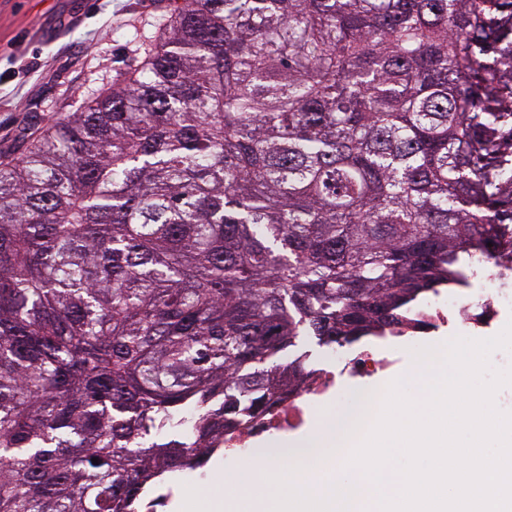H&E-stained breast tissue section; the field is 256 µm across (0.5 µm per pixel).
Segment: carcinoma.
<instances>
[{"label":"carcinoma","instance_id":"obj_1","mask_svg":"<svg viewBox=\"0 0 512 512\" xmlns=\"http://www.w3.org/2000/svg\"><path fill=\"white\" fill-rule=\"evenodd\" d=\"M168 14L0 165V512H140L303 388V338L512 267V0Z\"/></svg>","mask_w":512,"mask_h":512}]
</instances>
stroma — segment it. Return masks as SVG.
Segmentation results:
<instances>
[{
  "label": "stroma",
  "instance_id": "1",
  "mask_svg": "<svg viewBox=\"0 0 512 512\" xmlns=\"http://www.w3.org/2000/svg\"><path fill=\"white\" fill-rule=\"evenodd\" d=\"M168 0H0V157L9 159L54 121L84 111L117 79L139 68L164 22ZM445 326L416 342L375 340L379 356L394 367L342 383L313 399L306 424L296 430L256 437L251 459L217 454L214 463L180 475L158 512H205L210 502L237 496L255 498L259 512H270L271 497L241 482L245 467L263 479L264 450L313 442L333 446L330 420L340 417L352 390L382 396L387 385L418 371L411 350L440 346L456 336Z\"/></svg>",
  "mask_w": 512,
  "mask_h": 512
}]
</instances>
